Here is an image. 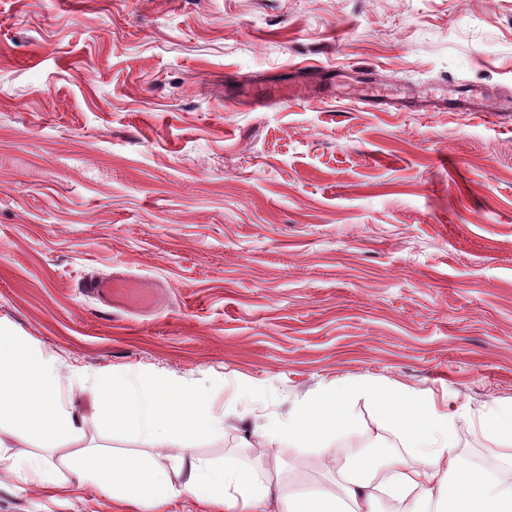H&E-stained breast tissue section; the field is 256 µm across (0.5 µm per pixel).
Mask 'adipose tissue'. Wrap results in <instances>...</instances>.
Masks as SVG:
<instances>
[{"label":"adipose tissue","instance_id":"ef3b65f1","mask_svg":"<svg viewBox=\"0 0 512 512\" xmlns=\"http://www.w3.org/2000/svg\"><path fill=\"white\" fill-rule=\"evenodd\" d=\"M66 378L92 394L93 419L135 426L148 438L164 435L182 467L171 473L143 454H100L89 448L69 455L63 467L49 464L45 451L76 430L61 392ZM359 394L375 402L378 428L414 450V463L395 458L381 463L362 456L338 468L335 488L289 490L280 472H260L234 457L220 466L193 457L185 440L224 426L223 417L208 409L207 391L153 376H63L56 357L0 321V421L34 435L41 447L21 466L0 456V466L23 483L89 485L134 501L143 512H158L181 495L206 505L207 512H380L385 500L410 504V512H512V480L488 479L456 450L458 427L464 422L479 423L488 436L512 447V405L486 411L452 396L441 409L414 389L338 384L297 403L286 420L269 424L261 439L291 451L319 448L331 454V438L353 425L350 404Z\"/></svg>","mask_w":512,"mask_h":512}]
</instances>
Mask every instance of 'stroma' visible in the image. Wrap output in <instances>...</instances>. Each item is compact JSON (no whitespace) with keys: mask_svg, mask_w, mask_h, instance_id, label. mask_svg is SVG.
Wrapping results in <instances>:
<instances>
[{"mask_svg":"<svg viewBox=\"0 0 512 512\" xmlns=\"http://www.w3.org/2000/svg\"><path fill=\"white\" fill-rule=\"evenodd\" d=\"M343 78L250 110L226 76ZM453 83L512 98V0H0V320L63 369L136 372L234 403L196 457L333 486L320 449L240 447L337 382L512 403V112H373ZM115 273L156 284L145 310L80 291ZM78 449L165 440L89 421ZM458 451L512 480V449L470 423ZM0 512H140L85 486L0 477Z\"/></svg>","mask_w":512,"mask_h":512,"instance_id":"35a3bbf8","label":"stroma"}]
</instances>
